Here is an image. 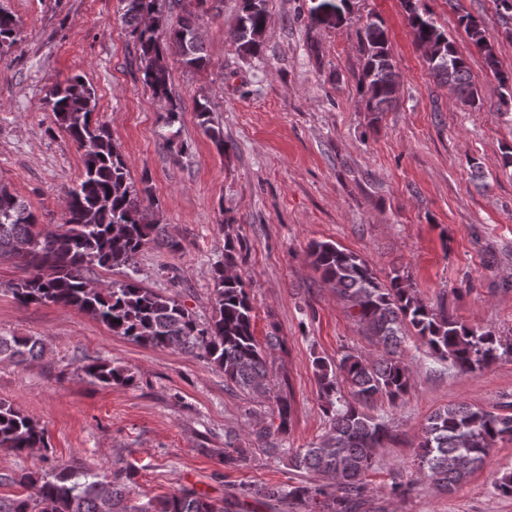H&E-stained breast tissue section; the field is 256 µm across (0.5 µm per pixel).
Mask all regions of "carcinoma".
<instances>
[{"mask_svg":"<svg viewBox=\"0 0 512 512\" xmlns=\"http://www.w3.org/2000/svg\"><path fill=\"white\" fill-rule=\"evenodd\" d=\"M219 0H175L180 8L172 22L160 0H120L122 21L139 45L144 83L165 102L163 127L167 143L182 154L180 141L181 103L169 85L168 59L180 58L188 69L203 70L209 59L198 35L200 21L209 2ZM267 0H240L235 31L237 49L246 57L262 52L268 23ZM421 0H403L408 25L416 45L426 55L435 79L451 86L464 103L473 106L478 94L471 81L465 56L459 53ZM350 0H321L309 10L308 26L320 23L318 9L329 6L340 21ZM473 47L496 68L493 48L483 34L479 20L460 18ZM14 14L0 7V54L20 40ZM363 67L360 90L369 112H385L395 102L398 83L396 65L385 27L369 18L360 35ZM51 111L56 123L83 150V174L68 192L64 222L42 228L37 217L7 186L0 185V258L18 257L28 276L11 285V293L22 304H53L75 308L100 321L113 333L155 348H176L203 357L224 372L227 386L247 395L264 397L271 393L266 353L253 331L254 308L242 277L234 273L235 247L224 245V265L213 276V314L201 323L173 297L145 287L135 277V259L150 241L160 237L177 252L181 242L164 233L153 218L150 187L136 188L130 181L128 164L112 142L108 130L96 123L95 89L82 77L74 76L51 93ZM199 125L224 152V130L214 126L208 99L196 101ZM311 264L323 282L336 290L353 311L365 335L375 338L382 353L370 359L347 351L338 361L321 357L313 360L321 396L328 404L329 433L305 448L287 450L278 443L288 433L292 397L276 396L279 424L251 430L257 448L268 456L288 453L290 466L307 473L306 481L282 483H240L234 491L212 497L193 488L156 496L142 502L137 497L136 471L121 466L109 480L87 470L66 467L55 473L25 471L10 482L34 490L29 496L0 499V512H245L253 503L259 507L307 512H356V502L366 492L364 477L373 469L379 449L394 442L393 427L381 416L370 413L375 402L402 401L412 389L411 373L404 360L405 338L413 332L420 345L437 360L462 372H476L505 354L512 344L486 328L467 326L443 308L419 299L412 285L394 274L382 281L359 254L328 241L309 245ZM127 269L125 280L94 287L90 275L95 268ZM42 353L36 337L0 334V360L23 362ZM84 373L105 385H124L133 375L121 367L95 361L83 366ZM347 384L350 398L341 395ZM512 438V413L476 407L468 403L448 405L433 412L422 428L417 444L420 473L451 492L488 456L497 442ZM0 448L16 453L47 449L45 428L32 416L0 399ZM246 449L240 435L224 432V448L218 450L224 467L234 469L244 461Z\"/></svg>","mask_w":512,"mask_h":512,"instance_id":"obj_1","label":"carcinoma"}]
</instances>
